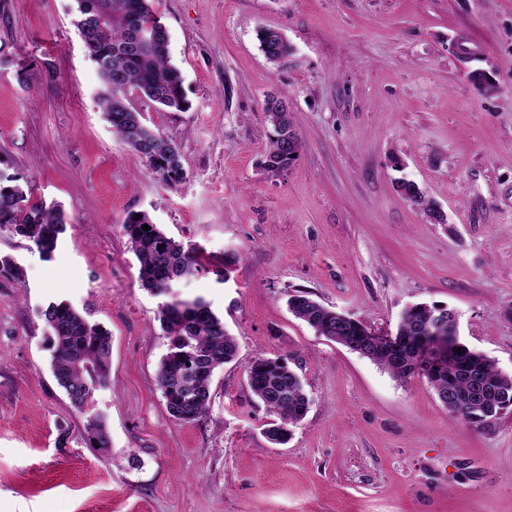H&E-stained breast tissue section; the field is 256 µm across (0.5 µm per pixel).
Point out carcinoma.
Segmentation results:
<instances>
[{
    "mask_svg": "<svg viewBox=\"0 0 512 512\" xmlns=\"http://www.w3.org/2000/svg\"><path fill=\"white\" fill-rule=\"evenodd\" d=\"M76 26L89 55L97 65L101 81L100 105L112 132L147 164L153 175L168 185L183 179L177 146L143 124V113L131 102L137 97L157 112H184L188 109L179 70L171 64L169 35L152 10L151 0H75ZM265 57L280 62L293 52L278 31L258 32ZM264 118L271 129L266 147L265 168L277 175L286 170L302 148L290 117L288 102L270 95L265 100ZM22 177L10 172L9 162L0 157V229L7 228L27 241L46 260L52 258L64 222L57 205L48 206L32 197ZM399 191L423 208L437 223L444 222L421 190L412 182L401 181ZM150 230H143V226ZM125 236L139 263L141 285L168 300L159 307L158 320L167 340V352L158 370L161 390L169 415L190 423L205 414L211 405L215 371L232 362L238 344L226 329L224 318L203 296L187 297L178 285L199 274L201 248L185 244L154 224L148 213H129L122 223ZM0 276L24 283V270L9 257L0 258ZM289 311L324 336L347 348L360 345L355 327L344 313L332 310L296 291L287 300ZM451 313L444 304L419 303L404 311L397 334L410 346L396 354L386 348L370 349L369 360L405 380L414 375L427 380L436 395L453 392L456 402L448 411L468 424L481 426L512 409V376L504 378L483 353L464 345L461 353L448 357L446 364H422L419 355L428 353L435 336L430 328L435 318ZM50 341L51 371L65 391L71 407L87 414L85 442L90 448L110 447V435L103 417L89 412L95 392L111 380V333L90 320L66 301L53 302L42 312ZM480 375V385L471 378L472 369ZM248 386L252 393L275 414L279 422L267 431L274 444L288 440V426L301 420L309 399L300 376L280 357L260 355L248 366Z\"/></svg>",
    "mask_w": 512,
    "mask_h": 512,
    "instance_id": "1",
    "label": "carcinoma"
}]
</instances>
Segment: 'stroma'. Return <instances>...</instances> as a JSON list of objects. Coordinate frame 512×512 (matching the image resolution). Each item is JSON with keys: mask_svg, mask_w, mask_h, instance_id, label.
Wrapping results in <instances>:
<instances>
[{"mask_svg": "<svg viewBox=\"0 0 512 512\" xmlns=\"http://www.w3.org/2000/svg\"><path fill=\"white\" fill-rule=\"evenodd\" d=\"M152 7L190 103L143 110L179 148L173 187L105 121L75 0H0V155L66 222L49 260L0 230V257L25 274L0 277V512H512V410L472 427L424 378L394 379L287 307L305 290L385 333L407 306L440 302L464 343L512 373V0ZM264 27L292 45L282 63L261 51ZM476 71L498 92L482 94ZM270 94L302 142L277 176L263 167ZM138 211L208 255H239L228 282L208 267L178 288L238 342L191 423L157 384L162 299L122 230ZM60 300L112 334L111 384L93 403L105 452L52 375L41 312ZM261 354L287 359L310 399L284 445L247 384ZM399 191L405 195L410 201L418 206H422L423 210L427 213L431 220L437 223H444V216L438 210H435L433 204L426 200L421 190L413 182L399 181Z\"/></svg>", "mask_w": 512, "mask_h": 512, "instance_id": "stroma-1", "label": "stroma"}]
</instances>
